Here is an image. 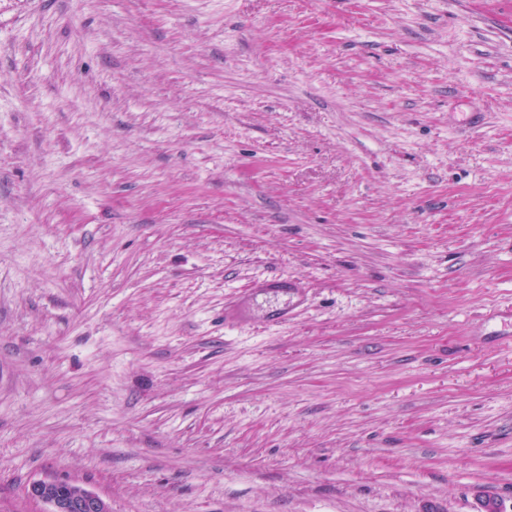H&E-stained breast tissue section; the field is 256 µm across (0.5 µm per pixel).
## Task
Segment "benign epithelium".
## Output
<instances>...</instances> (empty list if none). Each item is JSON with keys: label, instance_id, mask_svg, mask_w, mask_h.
<instances>
[{"label": "benign epithelium", "instance_id": "1", "mask_svg": "<svg viewBox=\"0 0 512 512\" xmlns=\"http://www.w3.org/2000/svg\"><path fill=\"white\" fill-rule=\"evenodd\" d=\"M26 494L48 506L44 512H112L106 498L70 480L36 481L28 485Z\"/></svg>", "mask_w": 512, "mask_h": 512}]
</instances>
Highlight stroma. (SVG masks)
<instances>
[{
    "label": "stroma",
    "mask_w": 512,
    "mask_h": 512,
    "mask_svg": "<svg viewBox=\"0 0 512 512\" xmlns=\"http://www.w3.org/2000/svg\"><path fill=\"white\" fill-rule=\"evenodd\" d=\"M53 479L512 512V0H0V512ZM253 292H264V293H288L295 297V301H292L288 306L278 310L271 314L268 318V323L272 326L282 325L288 322L291 316L292 310L301 301V286L300 283L291 278H285L280 276H271L256 282L252 288Z\"/></svg>",
    "instance_id": "stroma-1"
}]
</instances>
